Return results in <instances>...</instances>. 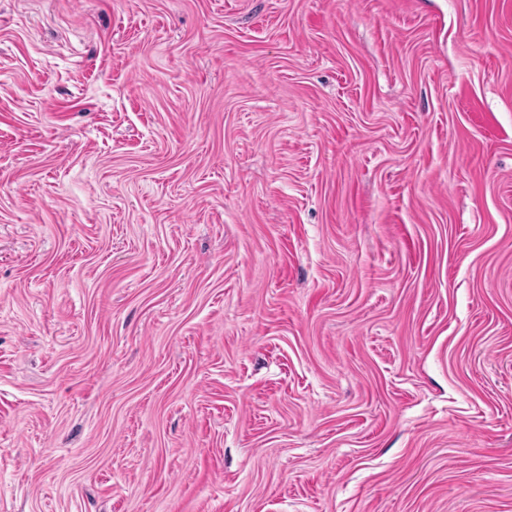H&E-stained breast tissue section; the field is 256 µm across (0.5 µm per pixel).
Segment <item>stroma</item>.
I'll list each match as a JSON object with an SVG mask.
<instances>
[{"mask_svg": "<svg viewBox=\"0 0 512 512\" xmlns=\"http://www.w3.org/2000/svg\"><path fill=\"white\" fill-rule=\"evenodd\" d=\"M0 512H512V0H0Z\"/></svg>", "mask_w": 512, "mask_h": 512, "instance_id": "1", "label": "stroma"}]
</instances>
